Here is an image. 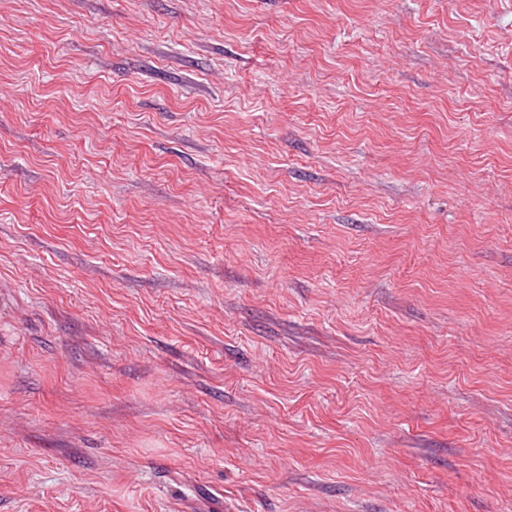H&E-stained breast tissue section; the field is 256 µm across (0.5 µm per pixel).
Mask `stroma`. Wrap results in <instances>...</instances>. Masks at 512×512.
<instances>
[{
	"instance_id": "stroma-1",
	"label": "stroma",
	"mask_w": 512,
	"mask_h": 512,
	"mask_svg": "<svg viewBox=\"0 0 512 512\" xmlns=\"http://www.w3.org/2000/svg\"><path fill=\"white\" fill-rule=\"evenodd\" d=\"M0 512H512V0H0Z\"/></svg>"
}]
</instances>
